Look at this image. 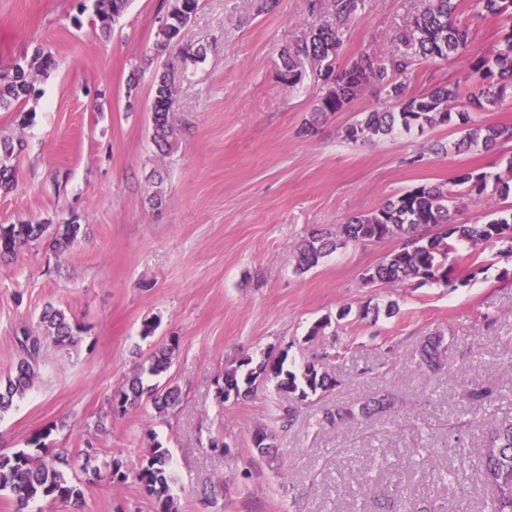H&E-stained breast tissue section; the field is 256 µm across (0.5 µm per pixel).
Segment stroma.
<instances>
[{"mask_svg":"<svg viewBox=\"0 0 512 512\" xmlns=\"http://www.w3.org/2000/svg\"><path fill=\"white\" fill-rule=\"evenodd\" d=\"M312 1L278 0L261 12L258 0H199L183 40L206 53L184 68L174 112L181 137L163 155L150 141V105L154 73L176 53L156 46L167 0H131L106 36L80 0H0V66L38 49L57 63L34 81L32 121L0 112V139L23 145L11 160L15 187L0 190V224L55 225L76 215L84 226L64 253L44 239L0 261V376L20 357V331L37 329L47 306L79 327L73 345L48 346L32 388L0 418V453L49 427V446L93 448L131 467L156 440L171 453L178 512H375L366 484L400 486L444 512H483L480 472L457 483L444 475L457 465L456 446L478 452L483 425L512 417V256L488 252L477 267L453 262L444 285L365 283L394 240L344 243L303 274L295 254L312 231L408 189L462 170H504L512 142L494 153L458 152V131L439 126L349 144L343 129L386 101L376 87L304 135L325 67L366 55L389 67L412 55L413 20L425 5L357 0L336 56L301 60L291 82L282 52L334 20L330 0L318 10ZM503 36L499 20L475 21L463 57L415 61L399 79L413 94L439 83L471 92L470 61L489 56ZM157 171L166 191L159 209L148 203ZM344 307L351 313L334 332L310 337ZM147 319L154 329L146 336ZM435 335L448 351L434 373L416 359ZM172 341L183 404L162 420L149 407L112 414L114 389ZM272 348L287 351L295 368L330 354L338 381L284 431L273 386L244 400L216 396L225 368ZM467 384L491 387L494 400L462 403ZM383 394L394 405L371 420H322ZM259 429L275 431L276 458L254 449ZM214 435L229 454L200 447ZM84 492L83 512H156L131 480L90 481Z\"/></svg>","mask_w":512,"mask_h":512,"instance_id":"35a3bbf8","label":"stroma"}]
</instances>
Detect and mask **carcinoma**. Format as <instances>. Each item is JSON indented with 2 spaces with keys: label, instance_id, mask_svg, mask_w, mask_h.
Returning a JSON list of instances; mask_svg holds the SVG:
<instances>
[{
  "label": "carcinoma",
  "instance_id": "carcinoma-1",
  "mask_svg": "<svg viewBox=\"0 0 512 512\" xmlns=\"http://www.w3.org/2000/svg\"><path fill=\"white\" fill-rule=\"evenodd\" d=\"M129 0H94V22L107 32L125 10ZM459 0H428L426 7L413 22L412 40L415 55L421 58L449 59L463 55L470 23L458 11ZM479 18H498L508 29L505 46L490 57L470 62V70L478 75V91L467 104L476 111L501 105L512 91V0H477ZM199 0H169L165 14L166 25L157 36L161 45H180L178 37L197 14ZM340 45L332 26H319L295 48L287 51L283 62L293 72L297 61L303 58L336 54ZM55 65L52 55L37 50L24 63L0 68V112H21L34 95L33 75L47 72ZM324 93L306 121L305 131L314 132L323 117L340 112L356 100L369 85H382L388 91L392 106L362 113L360 119L342 131L343 140L352 144L380 140L390 136L395 128L409 130L414 127H434L443 122L441 113L448 114V124L456 126L461 137L456 147H479L486 152L499 150L512 141V127L482 123L472 118L466 109H457L460 98L458 86L439 84L429 92L413 95L407 86L395 80L384 67H375L370 59H360L344 69L322 77ZM181 82L179 67L173 63L160 69L153 83L151 103L152 141L160 152L169 153L176 146L179 128L173 119ZM15 153L13 141L0 140V188L10 187L15 179V168L10 160ZM487 174L463 170L451 184L420 185L390 198L376 210L354 216L346 223L311 234L298 247L296 268L306 272L319 260L336 250L338 242H381L400 240L374 267L366 270L364 280L385 283H404L410 280L440 282L448 274L445 264L451 253L461 245L469 249L497 247L503 254L512 253V210L485 224H468L460 219L458 199L484 193ZM82 232L78 217L54 227L43 223L0 224V258L12 256L24 246L51 239V247L62 252L71 247ZM77 328L68 321L65 311L50 308L41 316L40 331L22 329L17 337L21 356L5 381H0V415L8 412L17 399L31 387L35 370L49 344L74 342ZM178 344L159 346L118 386L112 394V413L124 415L129 410L149 404L160 416L175 410L182 402L181 390L171 379L161 380L170 372ZM445 350L439 336L427 341L420 352L419 366L434 370L441 366ZM287 355L268 351L259 360L244 357L224 370L217 397L223 402L247 398L259 385L274 384L279 400L288 404L282 426H289L293 413L317 394L336 387V378L323 360L308 361L299 372L286 366ZM493 390L476 386L464 390L463 398L471 403H484L493 399ZM390 402L378 400L359 409L338 407L325 412L324 420L340 423L356 416L387 408ZM52 432L48 427L34 435L30 448L10 455L0 454V492H9L17 505V512H26L30 504L44 500H59L78 505L84 499V483L77 473L92 479L123 483L133 479L146 496L157 505L159 512H177L172 494L174 477L170 469L169 449L156 442L138 464L128 468L120 458L112 457L102 465L92 464L97 452L85 449L72 452L68 448H50L46 445ZM483 476L494 490L488 512H512V418L498 422L489 430L479 451ZM396 512H439L431 501L407 502L396 494Z\"/></svg>",
  "mask_w": 512,
  "mask_h": 512
}]
</instances>
